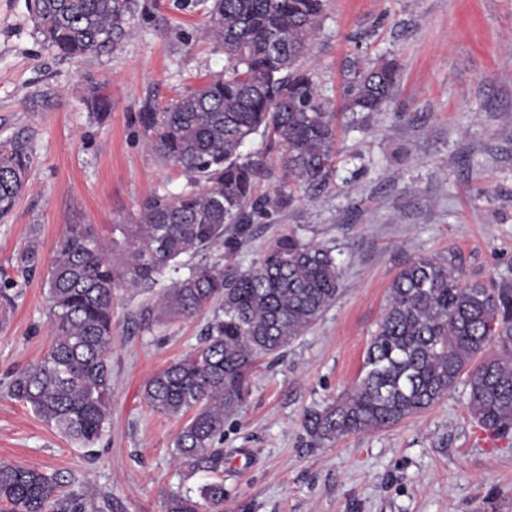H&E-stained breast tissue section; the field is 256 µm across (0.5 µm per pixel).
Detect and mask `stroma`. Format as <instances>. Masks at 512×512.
I'll return each mask as SVG.
<instances>
[{
    "mask_svg": "<svg viewBox=\"0 0 512 512\" xmlns=\"http://www.w3.org/2000/svg\"><path fill=\"white\" fill-rule=\"evenodd\" d=\"M206 0H137L125 35L101 54L60 57L43 43L27 0H0V145L31 159L25 189L0 220V274L16 306L0 321V460L75 474L85 512L98 497L119 512H165L182 479L174 456L183 419L152 411L142 387L192 351L212 311L161 319L149 293L119 289L112 314V396L95 458L6 394L10 374L48 348L46 263L65 225L87 224L111 242L156 191L181 192L138 131L145 104L163 107L224 53L204 36ZM402 65L392 100L368 125H339V159L315 201L258 225L227 257L248 269L281 235L331 251L340 291L319 321L278 356L261 359L242 410L224 422V512H512V433L470 416L464 385L395 427L311 448L303 414L357 378L385 312L387 288L420 257L462 281L512 282V0H328L306 66L332 100L351 54ZM101 87L104 120L85 99ZM42 266L16 272L31 236Z\"/></svg>",
    "mask_w": 512,
    "mask_h": 512,
    "instance_id": "obj_1",
    "label": "stroma"
}]
</instances>
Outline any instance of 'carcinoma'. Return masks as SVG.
I'll use <instances>...</instances> for the list:
<instances>
[{
	"mask_svg": "<svg viewBox=\"0 0 512 512\" xmlns=\"http://www.w3.org/2000/svg\"><path fill=\"white\" fill-rule=\"evenodd\" d=\"M136 7V0H28L38 33L66 58L105 51L125 34ZM325 9L326 0H212L206 33L223 49L224 73L138 114L147 146L182 170L188 189L155 192L133 221L112 225L113 246L124 253L119 266L91 227H67L46 281L52 341L7 386L9 397L92 456L112 395L115 288L150 290L168 278L157 300L168 320L215 306L199 345L142 389L152 410L187 417L175 441L182 476H211L194 490L170 493L166 512H223L224 449L215 444L224 438V419L246 402L257 362L314 325L340 290L331 253L294 235L279 237L243 271L211 254L235 253L260 219L292 205L290 186L314 199L332 181L336 112L305 66ZM342 70V111L365 125L393 97L401 67L355 55ZM88 107L99 120L110 110L95 88ZM254 135L278 152L283 168L261 194L267 160L245 150ZM30 167L26 154L0 145V217L13 210ZM40 259L34 238L16 268L26 274ZM10 284L0 279V320L13 308ZM462 380L472 418L495 435L512 432V283H463L453 267L420 257L389 285L360 375L336 400L304 414L308 443L320 448L389 430ZM73 482L70 473L0 461V503L8 512H82L81 496L66 491Z\"/></svg>",
	"mask_w": 512,
	"mask_h": 512,
	"instance_id": "obj_1",
	"label": "carcinoma"
}]
</instances>
